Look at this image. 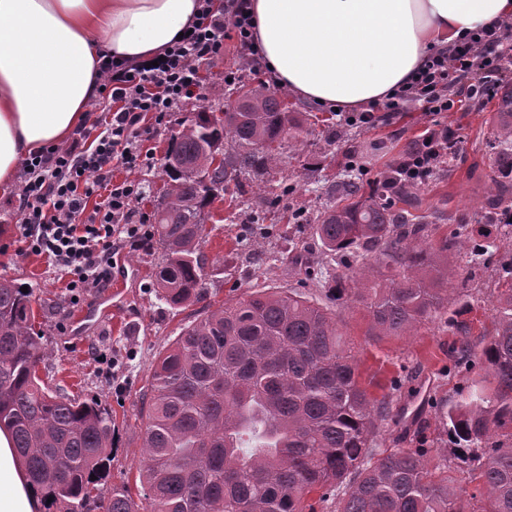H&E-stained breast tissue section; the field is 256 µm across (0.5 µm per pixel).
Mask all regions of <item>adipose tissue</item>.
<instances>
[{
  "label": "adipose tissue",
  "mask_w": 512,
  "mask_h": 512,
  "mask_svg": "<svg viewBox=\"0 0 512 512\" xmlns=\"http://www.w3.org/2000/svg\"><path fill=\"white\" fill-rule=\"evenodd\" d=\"M276 82L353 110L406 84L431 50L512 18V0H250ZM199 0H0V191L23 158L84 127L104 64L158 56ZM40 508L0 432V512Z\"/></svg>",
  "instance_id": "ef3b65f1"
}]
</instances>
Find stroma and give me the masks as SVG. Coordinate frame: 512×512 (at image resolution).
I'll list each match as a JSON object with an SVG mask.
<instances>
[{
  "label": "stroma",
  "instance_id": "1",
  "mask_svg": "<svg viewBox=\"0 0 512 512\" xmlns=\"http://www.w3.org/2000/svg\"><path fill=\"white\" fill-rule=\"evenodd\" d=\"M207 87L199 101L173 113L160 128L151 146L163 158L179 124L193 112L207 108L221 112L235 103L232 86L224 74L238 71L244 82L251 74L243 70L233 41L224 53L205 66ZM293 111L304 113L310 133L303 151L283 148L279 173L293 188L281 197L280 211L296 210L314 217L327 199V192L350 164L366 168L373 180L386 171L422 135L427 117L419 104L404 111L386 113L374 127L347 124L344 115L330 109L289 98ZM496 100L449 113V125L464 137L461 150L451 162L446 180L427 181L417 189L423 208L437 209L448 218L463 217L469 232H477L479 212L491 174L490 112ZM247 203L215 201L211 207L207 235L200 248L207 259L206 295L200 302L172 308L160 300L153 277L160 254L150 241L133 246L115 241L116 261L109 282L91 289L88 298L70 300L67 279L45 258L29 254L19 239L16 190L0 193V277L33 290L35 326L47 350L39 374L51 387L64 389L78 400L96 399L112 413L114 422L112 463L108 483L125 485L133 500L141 498L139 464L144 450L138 407L152 372L153 362L182 328L203 318L225 301L238 299L262 288H293L314 301L327 302L326 289L312 285L310 275L319 267H331L312 237L308 223L287 220L258 222L253 203L268 193L250 183L245 187ZM499 257L489 258L468 279H454L452 308L472 326V345H479L482 331L490 327L495 304ZM338 330L350 344L361 380L374 396H381L391 380H402L395 417L380 437L384 450L438 448L448 459V474L458 487L475 493L477 484L462 462L451 438L442 433L437 420L439 407L455 402L471 379L457 365L454 336L443 321L422 324L412 336H378L359 305L338 311ZM112 359L111 371H103L100 355Z\"/></svg>",
  "mask_w": 512,
  "mask_h": 512
}]
</instances>
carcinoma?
I'll use <instances>...</instances> for the list:
<instances>
[{
  "instance_id": "cac0c4a2",
  "label": "carcinoma",
  "mask_w": 512,
  "mask_h": 512,
  "mask_svg": "<svg viewBox=\"0 0 512 512\" xmlns=\"http://www.w3.org/2000/svg\"><path fill=\"white\" fill-rule=\"evenodd\" d=\"M235 106L195 113L171 141L164 191L151 216L161 250L154 288L171 307L205 295L200 252L217 195L244 193L243 179L270 181L281 164L276 144L304 145L298 112L261 83L236 88ZM492 113L493 176L483 213L499 220L482 239L465 230L429 242L435 228L419 213L416 187L393 164L365 191L347 176L315 217L313 231L333 260L369 259L325 272L333 283L320 304L292 289L256 290L183 328L159 353L138 416L143 512H512V258L501 263L492 326L472 352L471 325L450 311L448 281L462 268L448 251L477 264L511 246L512 86ZM33 290L0 278V431L7 433L44 512H137L125 487L102 482L110 470L112 414L99 401L49 389L34 329ZM362 304L378 334L406 336L442 319L459 337L464 368L483 374L438 410L482 493L464 500L437 448L379 451L393 391L371 396L336 327L334 303ZM96 479H91V476Z\"/></svg>"
}]
</instances>
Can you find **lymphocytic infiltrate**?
I'll list each match as a JSON object with an SVG mask.
<instances>
[{
    "label": "lymphocytic infiltrate",
    "mask_w": 512,
    "mask_h": 512,
    "mask_svg": "<svg viewBox=\"0 0 512 512\" xmlns=\"http://www.w3.org/2000/svg\"><path fill=\"white\" fill-rule=\"evenodd\" d=\"M253 29L248 0H202L190 33L171 45L158 65L115 60L106 65L102 88L110 97L111 117L96 138L83 133L67 146L46 147L27 160L17 208L21 237L28 251L46 256L69 276L75 298L109 281L114 241L142 240L148 216L134 203L143 197L145 184L129 174L152 169L154 154L146 145L172 113L199 98L207 80L203 63L222 55L225 39L232 37L249 72L262 75ZM511 82L512 21L433 52L406 85L349 121L371 125L378 112L421 103L433 121L402 162L407 183L416 186L461 142L458 129L438 122V114L454 111L465 99L494 97ZM117 168L126 170L127 179L114 180Z\"/></svg>",
    "instance_id": "lymphocytic-infiltrate-1"
}]
</instances>
